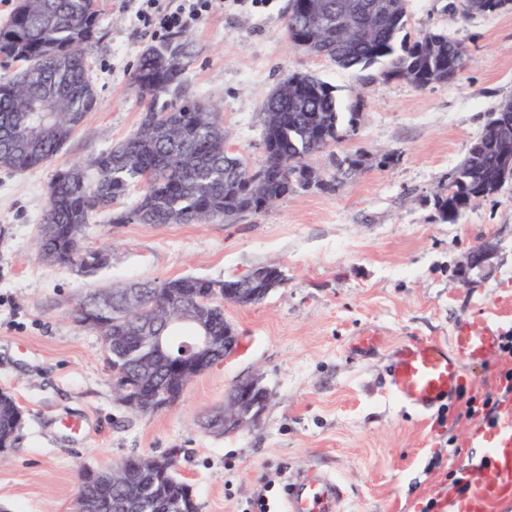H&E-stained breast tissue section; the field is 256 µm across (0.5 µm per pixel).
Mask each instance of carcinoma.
I'll return each instance as SVG.
<instances>
[{
  "instance_id": "obj_1",
  "label": "carcinoma",
  "mask_w": 512,
  "mask_h": 512,
  "mask_svg": "<svg viewBox=\"0 0 512 512\" xmlns=\"http://www.w3.org/2000/svg\"><path fill=\"white\" fill-rule=\"evenodd\" d=\"M316 0H292L286 35L292 43L301 37L295 17L302 7ZM390 19L374 34L370 43L339 46L316 39L317 57L327 58L355 73L363 83L382 77L401 80L412 72L440 71L452 82L465 68L467 49L447 34L428 51L420 43L400 37L408 21L406 0H395ZM96 0H18L10 21L0 28V56L22 62L21 68L0 83V167L22 171L52 160L83 125L92 111L97 94L86 76L87 57L96 28ZM42 62L37 80L23 77L33 58ZM185 52L181 45L167 55L142 52L132 81L136 94L147 101L138 128L112 150L96 157L94 186L71 179V171L60 172L49 185L48 210L38 245L43 257L59 264L81 259L78 239L82 228L97 212L125 197L131 188L143 184L138 204L129 211L112 214V223L195 224L214 218L230 220L251 212L254 201L245 184L254 177L267 179L269 193L287 197L288 186L276 178L278 164L305 175L315 169L312 157L341 142L346 127L353 126L357 113L345 117L343 106L332 88L320 78L305 74L294 96L265 98L259 112L265 154L255 163L229 152L220 112L208 106L195 111L197 99L187 93L182 75ZM168 96L177 103L161 102ZM41 100L52 107V124L39 149L31 153L24 140L31 126V105ZM497 111L507 117L510 127L503 133H483L470 142L465 158L448 177L449 189L433 197L436 217L445 223L489 197L486 186L498 176L501 154L512 149V100L504 99ZM358 153L333 160L335 175L314 187L324 193L338 191L351 173ZM237 280L220 283L194 277L162 282H141V296L148 306L166 293L198 303L216 297ZM151 322L163 327L162 316L146 310L141 321L119 325L125 337L119 355L105 352L110 367L132 374L140 369L143 353L140 328ZM16 401L0 394V438L8 441L15 433ZM186 483L171 474L165 479L164 495L152 503L150 512H172L171 505L185 499Z\"/></svg>"
}]
</instances>
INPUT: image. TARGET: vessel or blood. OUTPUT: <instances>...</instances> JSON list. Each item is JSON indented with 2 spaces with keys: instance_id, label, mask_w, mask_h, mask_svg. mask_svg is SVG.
<instances>
[{
  "instance_id": "vessel-or-blood-1",
  "label": "vessel or blood",
  "mask_w": 512,
  "mask_h": 512,
  "mask_svg": "<svg viewBox=\"0 0 512 512\" xmlns=\"http://www.w3.org/2000/svg\"><path fill=\"white\" fill-rule=\"evenodd\" d=\"M499 336L492 320L474 316L461 322L449 343L419 340L401 346L387 371L392 394L420 411L452 399L464 388L463 365L496 352ZM471 440L484 448L480 464L486 479L457 498L454 512H488L494 503H512V404L490 421H479ZM287 512H343L344 492L328 474L303 473L288 484Z\"/></svg>"
}]
</instances>
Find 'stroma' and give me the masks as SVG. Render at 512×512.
Returning a JSON list of instances; mask_svg holds the SVG:
<instances>
[{
	"label": "stroma",
	"mask_w": 512,
	"mask_h": 512,
	"mask_svg": "<svg viewBox=\"0 0 512 512\" xmlns=\"http://www.w3.org/2000/svg\"><path fill=\"white\" fill-rule=\"evenodd\" d=\"M290 3L216 0L191 29L153 33L135 0H97L87 59L94 109L50 162L0 170V391L25 413L0 455V512H75L82 472L170 448L181 451L198 512H253L262 491L271 512H285L288 480L308 470L336 479L344 512H449L455 479H486L464 410L469 398L502 395L500 356L466 365L465 388L427 413L395 399L386 370L398 347L448 343L472 316L512 333V183L453 224L436 221L432 207L489 113L512 97V11L467 15L449 11V0H409L408 36L442 31L469 53L455 81L418 89L362 85L293 46ZM169 42L188 44L189 92L219 108L232 152L260 158L263 99L288 75L310 73L343 100H363L354 132L314 165L332 173V156L358 150L364 167L337 192H299L229 224H115L113 211L101 212L79 247L102 253V266L48 263L37 240L50 183L137 129L144 105L129 85L138 58ZM482 245L488 260L466 269ZM259 265L279 266L287 281L258 304H225L237 353L194 378L173 407L143 416L118 402L99 335L72 315L79 299L129 281H221ZM368 331L380 344L359 351ZM250 375L271 395L261 419L224 435L203 429Z\"/></svg>",
	"instance_id": "35a3bbf8"
}]
</instances>
